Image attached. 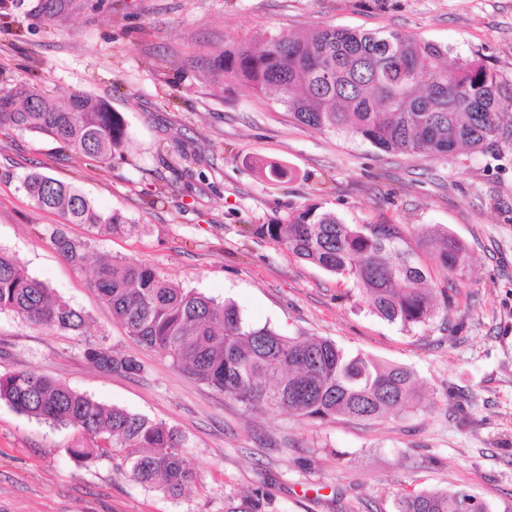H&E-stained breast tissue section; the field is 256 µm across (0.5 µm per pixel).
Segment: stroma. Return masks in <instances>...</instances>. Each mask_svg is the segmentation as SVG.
<instances>
[{"label": "stroma", "instance_id": "obj_1", "mask_svg": "<svg viewBox=\"0 0 512 512\" xmlns=\"http://www.w3.org/2000/svg\"><path fill=\"white\" fill-rule=\"evenodd\" d=\"M323 25L400 31L478 57L512 84V0H0V90L41 82L56 100L82 90L127 128L121 154L85 168L52 138L0 134V249L87 318L84 334L0 313V373L32 370L187 438L196 479L171 497L136 483L121 453L85 464L55 427L0 402V512H395L396 498L461 486L512 512V138L457 156L394 154L298 123L274 93L214 84L224 47ZM290 167L284 182L251 162ZM42 172L141 225L100 236L39 209L24 178ZM312 201L349 224L449 232L470 252L447 310L403 330L352 283L256 237ZM103 256L235 304L286 336H314L417 375L414 408L373 421L308 420L253 409L136 344L52 231ZM92 345L131 356L137 373L90 364Z\"/></svg>", "mask_w": 512, "mask_h": 512}]
</instances>
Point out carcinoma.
<instances>
[{"instance_id":"obj_1","label":"carcinoma","mask_w":512,"mask_h":512,"mask_svg":"<svg viewBox=\"0 0 512 512\" xmlns=\"http://www.w3.org/2000/svg\"><path fill=\"white\" fill-rule=\"evenodd\" d=\"M447 49L401 32L359 33L317 26L306 36L286 34L259 47L226 48L214 58L212 78H233L260 91L274 90L300 124L358 137L394 153L456 155L491 149L512 127V87L479 59L450 66ZM51 137L93 166L105 164L126 142L121 116L82 91L59 104L35 83L0 91V130ZM261 177L285 181L293 170L265 159L254 161ZM43 210L68 224L103 234H132L117 212L104 213L78 189L41 172L24 179ZM252 233L359 288L380 318L411 329L433 319L432 293L448 306V290L468 260L466 244L451 233L429 241L427 257L399 224H347L320 203L289 212ZM51 242L73 266L83 268L86 243L58 228ZM443 274L429 288L432 272ZM90 286L112 308L128 335L168 358L178 371L248 407L288 412L311 420L347 416L373 420L406 411L418 397L408 368L351 354L313 336H284L246 323L234 304L218 302L162 278L154 269L101 257ZM30 323L81 332L85 316L64 297L30 276L14 256L0 251V312ZM85 358L106 371L133 372V358H116L100 346ZM0 401L21 415L73 426L80 439L68 449L85 462L119 450L134 480L181 496L195 480L185 439L162 421L109 406L35 371L0 376ZM395 512H494L465 488L430 489L398 499Z\"/></svg>"}]
</instances>
